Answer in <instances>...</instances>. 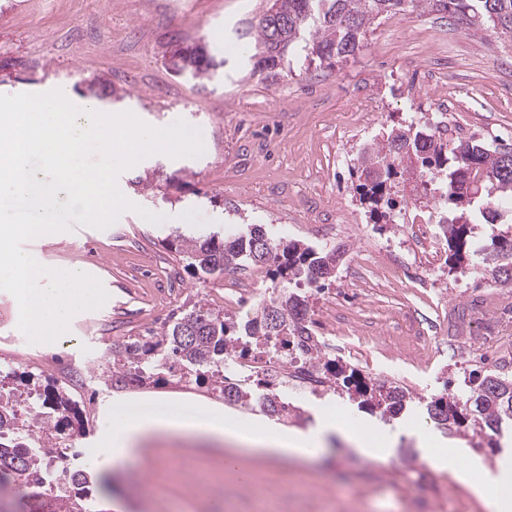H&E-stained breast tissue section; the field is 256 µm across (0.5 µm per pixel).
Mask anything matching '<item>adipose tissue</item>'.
I'll return each instance as SVG.
<instances>
[{
	"mask_svg": "<svg viewBox=\"0 0 512 512\" xmlns=\"http://www.w3.org/2000/svg\"><path fill=\"white\" fill-rule=\"evenodd\" d=\"M176 430L188 437L213 442L244 444L264 452L271 458L307 460L323 448L328 433L337 432L356 445L358 450L373 458L385 457L397 442V432L380 429L372 439L362 437L357 426L344 424L333 411H326L314 429L305 433L286 434L270 425L251 436H244L236 424L217 413L194 412L187 416L154 413L127 419L105 415L101 433L105 446L113 456L133 453L136 446L153 436ZM478 493L488 512H512V458L503 459L496 473L488 475Z\"/></svg>",
	"mask_w": 512,
	"mask_h": 512,
	"instance_id": "1",
	"label": "adipose tissue"
}]
</instances>
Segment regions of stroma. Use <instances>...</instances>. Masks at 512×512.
<instances>
[{
  "instance_id": "1",
  "label": "stroma",
  "mask_w": 512,
  "mask_h": 512,
  "mask_svg": "<svg viewBox=\"0 0 512 512\" xmlns=\"http://www.w3.org/2000/svg\"><path fill=\"white\" fill-rule=\"evenodd\" d=\"M267 0H0V94L66 90L74 106L80 90L96 82L103 113L132 112L152 128L184 120L199 127L205 151L197 158L153 154L123 170L118 187L132 203L110 227L67 229L27 241L54 270H81L99 279L110 298L103 307L72 316L68 330L50 343H29L17 328L15 297L0 290V359L34 372L41 385H60L65 364L83 365L96 378L75 391L85 436L77 443L80 461L102 462V479L112 493L104 508L123 512H486L467 486L495 469L499 455L512 456V434L499 452L486 439L465 431L445 436L415 409L394 421L406 440L415 430L433 434L438 448H460L466 479L454 468L425 458L407 462L397 452L370 458L341 437L329 438L314 462L272 460L234 444L217 446L173 431L154 439L148 451L112 459L100 434V417L113 400H125V414L155 412V399L172 408L209 404L232 418L210 381L166 382L114 389L109 385L115 337L160 329L171 316L196 302L224 307L225 277H191L168 246L172 231L196 236L227 233L262 224L275 236L308 242L302 230L311 209L329 195L346 202L356 219L344 240L336 276L324 290L306 288L310 318L326 307L333 326L354 344V364L363 373L396 381L422 396L449 392L467 399L468 380L494 368L489 345L512 337V293L489 285L479 264L466 272L438 269L440 294L427 298L383 280L367 256L378 243L401 236L398 224L368 223L356 199L352 160L365 141L381 140L391 122L408 118V86L420 102L440 105L438 71L455 76L449 105L456 120L479 138L512 143V42L491 32H472L424 9L381 20L362 49L334 67L293 69L271 78L252 72L243 30L266 9ZM200 44L218 62L207 78L176 74L169 62L173 43ZM375 98L381 112L368 138L346 146L347 159L326 172L320 164L337 124L359 96ZM149 178L143 188L139 179ZM163 214L145 221L141 210ZM437 322L441 335L458 349L419 369L426 346L413 339L410 313ZM290 403L312 418L334 403L342 417L380 428L375 415L336 393L289 389Z\"/></svg>"
}]
</instances>
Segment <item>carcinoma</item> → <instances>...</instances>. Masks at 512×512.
Segmentation results:
<instances>
[{
    "label": "carcinoma",
    "mask_w": 512,
    "mask_h": 512,
    "mask_svg": "<svg viewBox=\"0 0 512 512\" xmlns=\"http://www.w3.org/2000/svg\"><path fill=\"white\" fill-rule=\"evenodd\" d=\"M424 8L449 15L473 31H489L512 38V0H269L257 22L243 33L251 39L253 69L276 76L284 58L296 55L300 66L314 63L332 67L362 47L368 32L382 18H391L405 8ZM386 139L373 153L357 156L354 165L360 204L368 208L374 223L393 220L396 198L394 178L404 160L420 161L418 176L427 188L435 180L448 184L446 201L460 211L457 221L444 227L449 270L463 267L472 256L480 258L495 288H512V234L496 231L502 212L512 210V147L489 146L471 136L444 143L424 126L392 124ZM481 217L488 236L472 235L469 218ZM175 247L186 266L204 278L216 272L234 273L249 265L272 267L273 296L241 322L199 303L166 322L161 331L131 338L112 346V385L157 384L174 366L183 369L186 380L210 375L212 391L224 404L271 417L290 415L294 407L272 381H257L224 375V360L249 350L260 340L269 350L283 353L287 337L301 328L300 314L307 313V297L291 285L304 280L317 283L334 277L336 267L322 265L328 252L295 240L275 238L259 225L241 228L226 238L205 239L174 235ZM322 370L327 381L345 389L358 408L392 420L414 403L424 406L438 428L451 435L460 428L476 434L500 433L512 425V376L498 373L477 375L469 380L472 408L456 398L435 397L425 401L410 388L393 382H372L355 367L326 361ZM34 374L11 371L0 375V504L18 496L24 512H104L93 496L94 478L77 486H57L40 496H31L16 482L26 474V484L40 485L48 468L47 456L62 453L84 436L71 424L76 402L63 390L40 389ZM30 410L27 429L14 421L18 412Z\"/></svg>",
    "instance_id": "cac0c4a2"
}]
</instances>
